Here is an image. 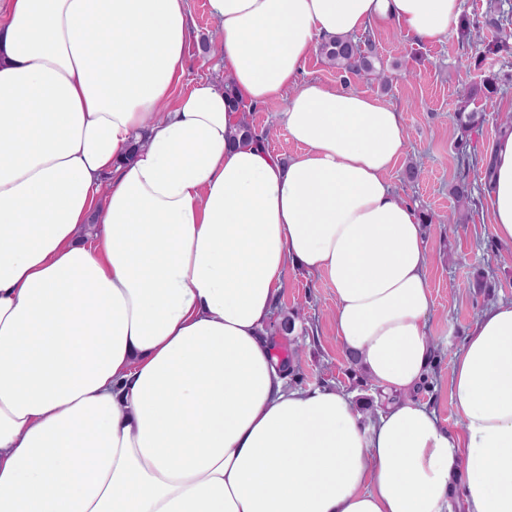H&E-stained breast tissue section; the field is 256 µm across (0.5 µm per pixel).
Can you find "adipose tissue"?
Instances as JSON below:
<instances>
[{"label": "adipose tissue", "mask_w": 512, "mask_h": 512, "mask_svg": "<svg viewBox=\"0 0 512 512\" xmlns=\"http://www.w3.org/2000/svg\"><path fill=\"white\" fill-rule=\"evenodd\" d=\"M187 0H0V512H512V301L427 379L431 254L393 105L302 79L316 41L420 42L461 0H209L229 88L180 90ZM297 153L231 143L277 95ZM486 192L512 245V130ZM383 391L292 388L263 331L288 268Z\"/></svg>", "instance_id": "obj_1"}]
</instances>
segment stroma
<instances>
[{
    "label": "stroma",
    "instance_id": "obj_1",
    "mask_svg": "<svg viewBox=\"0 0 512 512\" xmlns=\"http://www.w3.org/2000/svg\"><path fill=\"white\" fill-rule=\"evenodd\" d=\"M501 0H462V22L468 37L450 30L447 37L415 42L397 28L373 30L380 64L395 73L390 89H382L365 77L346 78L331 66L319 50L308 57L304 78L328 85L350 84L356 90L382 98L403 115L407 133L404 158L391 171L398 194L432 214L425 240L432 262L429 284L432 308L428 320L433 342L430 374L413 397L426 403L443 426L456 430L460 422L448 383L455 354L480 312L501 301L512 300V245L498 243L492 233L484 183V170L469 174L472 196L458 206L452 193L459 176V161L489 152L499 134V114L512 113V50L482 54L483 44L494 40L497 31L487 20ZM192 39L185 53V76L181 89L200 81L223 82L224 65L218 51V27L209 0H188ZM490 83L493 99L484 93L470 94L472 85ZM481 112L485 121L479 134H464L454 123L459 108ZM282 100L245 107L244 113L259 130L273 129L268 143L272 154L289 156L296 144L288 137ZM419 165L420 174L410 180L405 172ZM484 271L486 285H472L476 271ZM335 308L332 288L305 269H288L267 332L279 358L290 361L285 377L292 387H330L351 396L372 423L378 411L391 403L358 367L346 358L334 335L331 314ZM295 318V330H280L284 316Z\"/></svg>",
    "mask_w": 512,
    "mask_h": 512
}]
</instances>
